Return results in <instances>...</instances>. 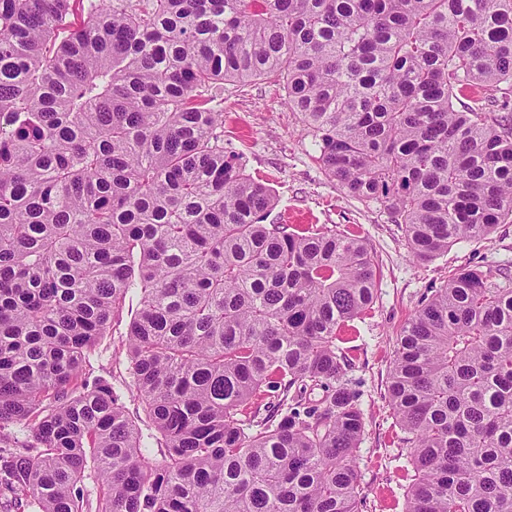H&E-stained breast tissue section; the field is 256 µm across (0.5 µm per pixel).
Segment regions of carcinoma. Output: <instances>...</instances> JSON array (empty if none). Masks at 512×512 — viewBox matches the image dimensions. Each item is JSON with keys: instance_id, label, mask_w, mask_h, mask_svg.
Wrapping results in <instances>:
<instances>
[{"instance_id": "carcinoma-1", "label": "carcinoma", "mask_w": 512, "mask_h": 512, "mask_svg": "<svg viewBox=\"0 0 512 512\" xmlns=\"http://www.w3.org/2000/svg\"><path fill=\"white\" fill-rule=\"evenodd\" d=\"M262 77L414 258L512 223V0H0V434L28 431L0 446L3 512H358L338 342L380 267L352 232L265 223L221 108ZM130 294L155 463L83 374ZM388 400L406 512H512L508 268L424 296Z\"/></svg>"}]
</instances>
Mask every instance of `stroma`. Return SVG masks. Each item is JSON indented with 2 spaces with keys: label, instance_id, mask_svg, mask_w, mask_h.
<instances>
[{
  "label": "stroma",
  "instance_id": "obj_1",
  "mask_svg": "<svg viewBox=\"0 0 512 512\" xmlns=\"http://www.w3.org/2000/svg\"><path fill=\"white\" fill-rule=\"evenodd\" d=\"M274 78L224 88V145L242 154L247 172L274 190L278 204L272 224L354 227L366 239L382 270L378 297L361 318L351 321L339 343L348 361L346 378L359 395L365 434L358 450L364 503L359 512H405L410 482L407 450L400 442L387 399L396 332L429 289L440 287L452 269L512 262V224L500 225L492 239L465 240L425 262L413 261L401 225L383 206L347 195L330 180L314 156L315 139L300 113L285 105ZM137 310L127 297L86 364L88 377L108 380L139 425L145 454L160 459L155 429L128 373L126 332Z\"/></svg>",
  "mask_w": 512,
  "mask_h": 512
}]
</instances>
